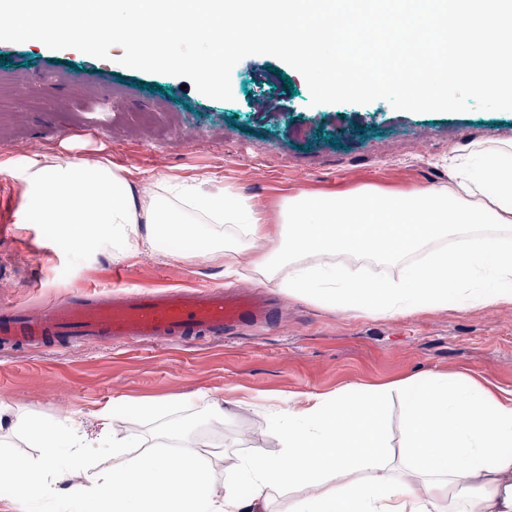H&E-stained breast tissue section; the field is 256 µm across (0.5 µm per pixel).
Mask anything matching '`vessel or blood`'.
<instances>
[{"mask_svg":"<svg viewBox=\"0 0 512 512\" xmlns=\"http://www.w3.org/2000/svg\"><path fill=\"white\" fill-rule=\"evenodd\" d=\"M272 315L267 298L220 284L155 291L115 283L104 292H76L39 312L1 311L0 342L48 346L220 337L238 325L269 323Z\"/></svg>","mask_w":512,"mask_h":512,"instance_id":"vessel-or-blood-1","label":"vessel or blood"}]
</instances>
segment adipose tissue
<instances>
[{"label": "adipose tissue", "mask_w": 512, "mask_h": 512, "mask_svg": "<svg viewBox=\"0 0 512 512\" xmlns=\"http://www.w3.org/2000/svg\"><path fill=\"white\" fill-rule=\"evenodd\" d=\"M450 183L414 193L356 192L337 198H287L278 223L245 198L206 193L193 182L164 178L135 187L124 170L101 159L46 155L0 173L25 185L28 224L57 229L60 248L81 253L91 241L111 244L113 259L141 242L192 238L201 256L237 273L242 255L256 266H289L290 296L366 315H396L446 305L462 296L490 307L512 302V142L469 144L448 164ZM404 262L399 278L368 287L360 262ZM404 405L403 459L392 465L383 417L393 393ZM156 403H139L123 429L102 416L100 447L121 454L139 437ZM270 438L279 455L241 460L216 489L208 450L175 423L165 447L148 449L109 470L95 458L80 422L48 427L0 406V428L25 431L38 461L0 454V486L15 502L46 497L51 473L70 482L75 512H266L273 492L294 491L289 512H512V399L483 384L447 375L398 385H356L303 406L274 410ZM252 489L241 498L240 485Z\"/></svg>", "instance_id": "ef3b65f1"}]
</instances>
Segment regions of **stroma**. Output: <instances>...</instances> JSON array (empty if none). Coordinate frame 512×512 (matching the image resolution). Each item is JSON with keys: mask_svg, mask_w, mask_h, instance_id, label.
<instances>
[{"mask_svg": "<svg viewBox=\"0 0 512 512\" xmlns=\"http://www.w3.org/2000/svg\"><path fill=\"white\" fill-rule=\"evenodd\" d=\"M122 54L114 47L99 59L39 41H0V162L106 158L135 184L172 176L207 191L227 188L273 219L283 198L299 193L444 187L460 147L512 140L511 111L412 113L383 99L311 105L303 76L270 55L242 59L231 75L233 98L224 101L192 91L184 78L122 66ZM73 81L84 83L82 98L69 95ZM186 129L192 139L183 138ZM55 239L47 224L10 225L0 240V310L45 308L117 279L155 290L224 281L271 296V325H243L221 338L0 347V404L48 424L76 418L92 438L100 413L119 425L142 400L165 404L144 421V446L159 442L169 422L200 420L198 394L249 402L250 410L203 431L216 486L243 457L278 454L265 438L271 404L429 373L512 397V304L452 301L406 315H362L289 297L285 265L268 276L246 260L228 279L221 262L196 259L184 240L143 244L116 260L95 246L79 256L61 251Z\"/></svg>", "mask_w": 512, "mask_h": 512, "instance_id": "1", "label": "stroma"}]
</instances>
